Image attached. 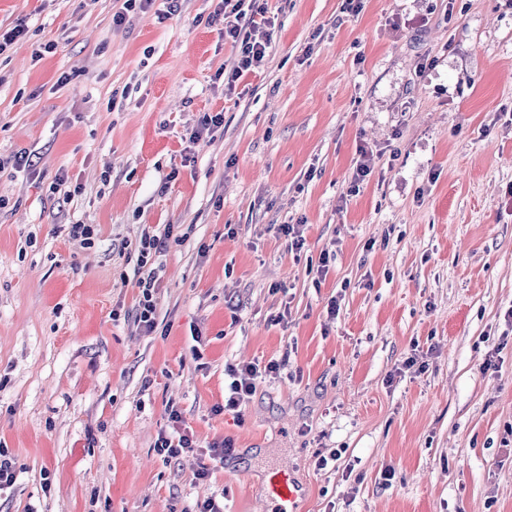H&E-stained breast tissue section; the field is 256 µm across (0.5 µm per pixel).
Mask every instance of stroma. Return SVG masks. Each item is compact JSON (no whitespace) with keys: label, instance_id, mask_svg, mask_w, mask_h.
<instances>
[{"label":"stroma","instance_id":"1","mask_svg":"<svg viewBox=\"0 0 512 512\" xmlns=\"http://www.w3.org/2000/svg\"><path fill=\"white\" fill-rule=\"evenodd\" d=\"M218 4L0 0L29 29L0 157L33 161L0 170V512H268L280 465L298 512H512V0H268L230 92ZM168 224L148 332L137 246ZM254 360L279 374L215 413ZM170 404L232 441L208 479L158 454Z\"/></svg>","mask_w":512,"mask_h":512}]
</instances>
